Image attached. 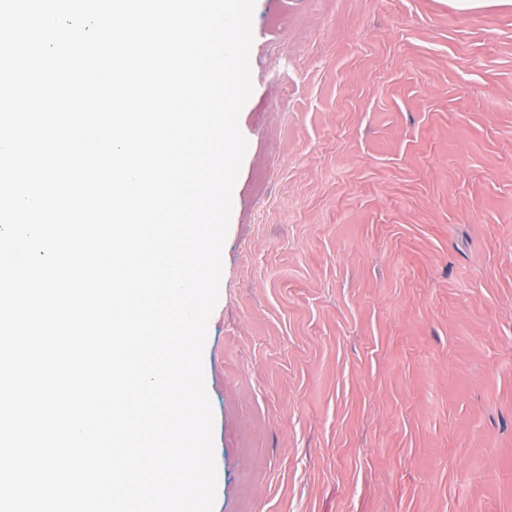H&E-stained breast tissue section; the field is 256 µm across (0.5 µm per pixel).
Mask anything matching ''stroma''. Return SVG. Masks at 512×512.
I'll list each match as a JSON object with an SVG mask.
<instances>
[{
    "instance_id": "35a3bbf8",
    "label": "stroma",
    "mask_w": 512,
    "mask_h": 512,
    "mask_svg": "<svg viewBox=\"0 0 512 512\" xmlns=\"http://www.w3.org/2000/svg\"><path fill=\"white\" fill-rule=\"evenodd\" d=\"M252 34L214 512H512V5L255 0Z\"/></svg>"
}]
</instances>
